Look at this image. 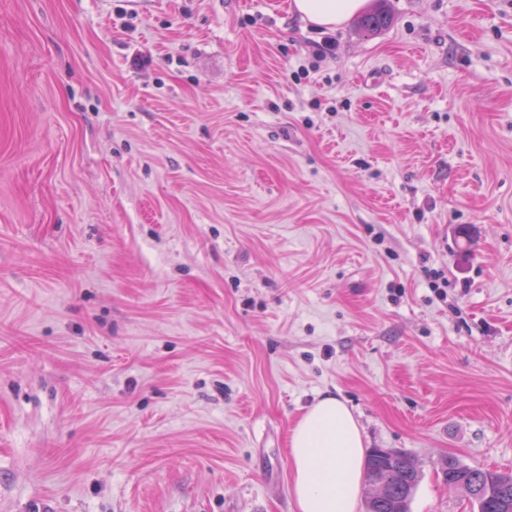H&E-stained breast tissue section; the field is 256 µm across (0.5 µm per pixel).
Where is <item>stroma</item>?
Instances as JSON below:
<instances>
[{"label":"stroma","instance_id":"stroma-1","mask_svg":"<svg viewBox=\"0 0 512 512\" xmlns=\"http://www.w3.org/2000/svg\"><path fill=\"white\" fill-rule=\"evenodd\" d=\"M386 7L0 0V512H297L329 394L512 469V0ZM367 0H293L292 9L304 21L336 30L359 13ZM378 2L380 3L377 7L362 15L358 20L360 27L367 33H375L382 30L387 27L391 21L390 15L383 4L384 1Z\"/></svg>","mask_w":512,"mask_h":512}]
</instances>
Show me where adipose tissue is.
Listing matches in <instances>:
<instances>
[{
    "mask_svg": "<svg viewBox=\"0 0 512 512\" xmlns=\"http://www.w3.org/2000/svg\"><path fill=\"white\" fill-rule=\"evenodd\" d=\"M366 0H292L304 21L330 30L359 13ZM364 443L347 405L324 396L291 427L290 494L298 512H355L364 478Z\"/></svg>",
    "mask_w": 512,
    "mask_h": 512,
    "instance_id": "ef3b65f1",
    "label": "adipose tissue"
}]
</instances>
